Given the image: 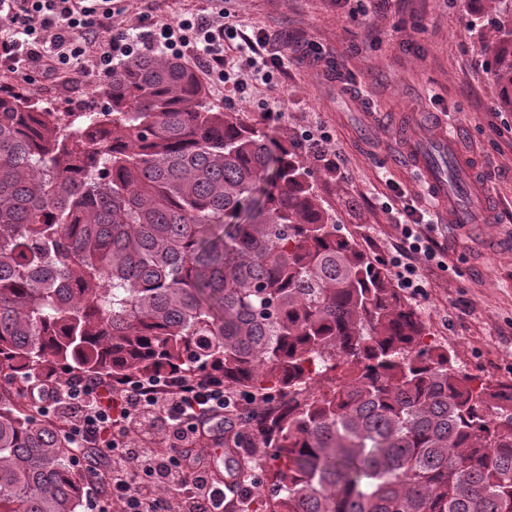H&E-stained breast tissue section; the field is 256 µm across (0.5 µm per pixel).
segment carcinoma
<instances>
[{
	"label": "carcinoma",
	"mask_w": 512,
	"mask_h": 512,
	"mask_svg": "<svg viewBox=\"0 0 512 512\" xmlns=\"http://www.w3.org/2000/svg\"><path fill=\"white\" fill-rule=\"evenodd\" d=\"M512 111V0H478ZM102 112L0 89V512H83L102 451L9 391L55 371L219 373L269 512H512V382L461 370L342 233L305 160L131 57Z\"/></svg>",
	"instance_id": "1"
}]
</instances>
